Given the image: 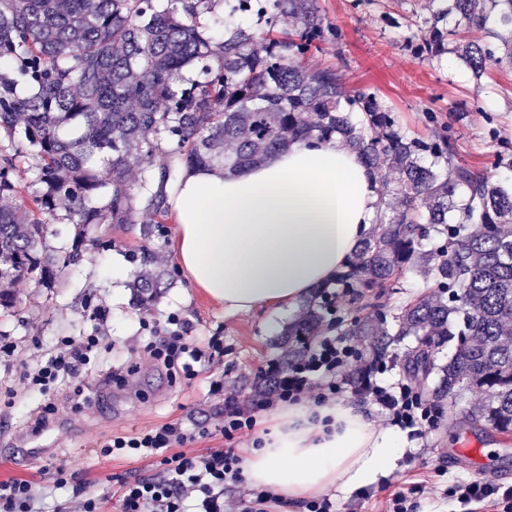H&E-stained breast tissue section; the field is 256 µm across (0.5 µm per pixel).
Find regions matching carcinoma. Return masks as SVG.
Here are the masks:
<instances>
[{"label":"carcinoma","mask_w":512,"mask_h":512,"mask_svg":"<svg viewBox=\"0 0 512 512\" xmlns=\"http://www.w3.org/2000/svg\"><path fill=\"white\" fill-rule=\"evenodd\" d=\"M488 2L512 27V0H448L423 20L429 36L414 51L435 56L459 30L475 33L456 50L482 77L494 57L480 37L489 33ZM219 4L231 17L255 13L256 26L231 24L213 40L201 18ZM450 13L454 29L440 26ZM279 16L297 20L299 31L268 37ZM340 37L317 0H0V62L11 66L0 73V309L18 303L19 280L55 287L51 224L77 230L69 265L83 260L86 242L109 248L102 225L132 224L140 209L159 225L143 226V235L164 234L173 169L153 167L156 155L237 173L295 141L338 138L392 184L378 226L336 276L335 287L351 296L355 335H381L374 349L388 353L389 332L355 306L358 289L398 288L407 269L434 276L437 292L392 316L396 336L418 339L410 374L426 379L435 368L432 343L448 342L439 390L454 399L484 393L470 417L511 434L512 188L459 162L452 131L410 137L376 93L348 91L336 70L303 64ZM21 163L31 175L25 188L15 179ZM132 167L149 175L133 184ZM139 265L131 288L147 311L160 278L150 256ZM326 311L323 300L308 305L288 335H317Z\"/></svg>","instance_id":"obj_1"}]
</instances>
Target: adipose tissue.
<instances>
[{
	"label": "adipose tissue",
	"instance_id": "1",
	"mask_svg": "<svg viewBox=\"0 0 512 512\" xmlns=\"http://www.w3.org/2000/svg\"><path fill=\"white\" fill-rule=\"evenodd\" d=\"M168 199L179 268L228 315L295 306L336 277L379 216L370 172L336 140L295 142L224 177L186 171ZM267 422L240 467L285 504L377 487L407 446L404 433L349 401L282 406Z\"/></svg>",
	"mask_w": 512,
	"mask_h": 512
}]
</instances>
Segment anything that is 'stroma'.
<instances>
[{
	"instance_id": "1",
	"label": "stroma",
	"mask_w": 512,
	"mask_h": 512,
	"mask_svg": "<svg viewBox=\"0 0 512 512\" xmlns=\"http://www.w3.org/2000/svg\"><path fill=\"white\" fill-rule=\"evenodd\" d=\"M430 0H318L327 21L339 28L342 38L307 54L308 67L334 66L346 89L365 88L375 92L385 106L396 112L409 134L432 138L443 126H451L456 135L458 158L477 168H492L495 178L512 184V153L500 152L501 141L512 142V65L489 61L482 79H474L455 52L435 57L414 52L412 42L422 38L421 22L428 15ZM436 112L437 122L426 119ZM145 214H137L135 223L112 224L106 237L111 249L86 251L76 266L59 270L57 285L38 288L27 281L14 286L20 300L14 309L0 312V345H16L20 358L39 359L50 352L58 339L78 335L89 314L90 296L105 299L112 314L104 332L112 342L109 356L113 366L130 361L140 364L134 378L137 393L119 387L92 392L90 406L83 413L59 411L50 424V444L27 465H18L0 451V478L24 477L39 480L43 469L57 460L70 464L78 481L89 493L105 495L108 508L116 512L113 497L126 480L154 475L149 459L106 460L92 452L93 446L116 433L133 435L161 422L181 423L186 432L209 430L213 413L223 405L222 396L212 394L210 382L217 376L235 382L243 394L254 392L261 374L269 368H282L283 356L293 343L282 328L296 317V310L278 313L282 328L269 332V312L238 316L225 315L223 308L197 289L191 288L178 269L172 236L143 237L139 224ZM149 250L164 255L160 265L163 288L152 307L157 319L169 313L182 314L193 337L207 340L218 336L223 348L203 363L198 376L190 382H171L165 372L130 352L132 337L150 340V331L141 327V316L133 304L130 286L139 264L137 254ZM120 266L121 279H113V266ZM431 279L406 274L400 287L386 289L371 300L364 310L368 320L396 311L410 301L429 294ZM478 392L465 395L464 406L451 399H437L442 413L438 426L420 437L410 438L399 467L379 487L362 495L342 500L344 512H386L391 493L414 485L426 491L414 495L412 512H462L448 488L468 482L473 467H481L491 483L512 485V435L506 436L471 420L467 407L481 401ZM45 398L30 391L15 398L12 405L0 408V438L15 441L21 428L30 425L39 414ZM222 436L212 435L191 442L194 450L223 447ZM464 448L477 449L473 460L459 457Z\"/></svg>"
}]
</instances>
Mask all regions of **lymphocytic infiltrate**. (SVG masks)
Returning <instances> with one entry per match:
<instances>
[{
  "label": "lymphocytic infiltrate",
  "instance_id": "f902f5d3",
  "mask_svg": "<svg viewBox=\"0 0 512 512\" xmlns=\"http://www.w3.org/2000/svg\"><path fill=\"white\" fill-rule=\"evenodd\" d=\"M110 314L106 304L93 305L95 325L90 332L63 337L47 356L32 364L22 363L17 383L0 391L9 399L34 389L46 395L31 434L42 431L50 417L58 413L53 394L59 385L72 384L68 397L72 411H83L89 405L91 361L110 348L102 334ZM166 323L163 340L135 346V353L147 356L170 377L196 378V366L206 357L204 349L187 342L189 327L184 317L172 314ZM373 372V362L363 359L351 341L325 335L304 344L269 393L245 397L224 378L213 379L211 391L224 396V410L216 415L215 429L224 438L225 447L202 452L185 450L190 434L178 424L164 422L135 435L113 437L98 448L100 457L150 458L158 469L154 476L122 482L118 489L119 512H266L274 497L267 491L245 488L237 446L252 438L259 412L279 402L324 403L350 391L379 405L383 424L419 436L435 426L439 412L431 403L407 384L395 389L378 385L372 379ZM43 480L52 488L71 487L72 495L62 512H105V500L88 495L84 486L76 484L67 464L45 472ZM229 483L241 487L238 498L231 501L224 498V487ZM448 494L457 497L464 512H512L511 485L474 480L449 487Z\"/></svg>",
  "mask_w": 512,
  "mask_h": 512
}]
</instances>
